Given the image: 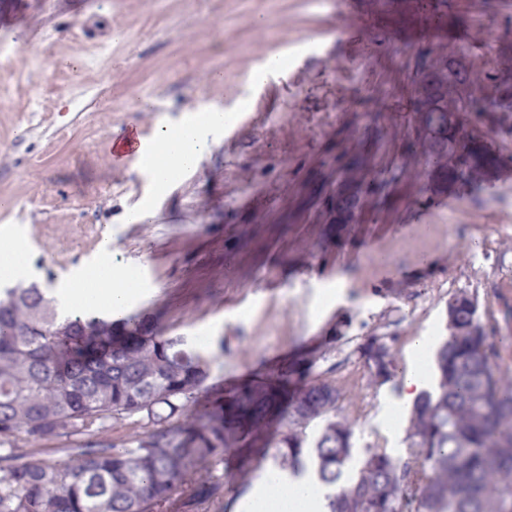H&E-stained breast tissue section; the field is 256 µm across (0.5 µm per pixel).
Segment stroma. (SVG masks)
I'll use <instances>...</instances> for the list:
<instances>
[{"label":"stroma","instance_id":"stroma-1","mask_svg":"<svg viewBox=\"0 0 512 512\" xmlns=\"http://www.w3.org/2000/svg\"><path fill=\"white\" fill-rule=\"evenodd\" d=\"M366 2L354 15L345 0H0V198L13 202L0 228L25 243L29 281L55 288L111 233L117 261L151 276L131 317L211 360L198 412L289 361H341L357 462L377 445L406 457L408 419L389 420L399 383L367 385L352 342L394 332L407 369L416 337L447 339L449 283L482 300L512 280V107L483 126L510 165L483 189L433 197L413 181L426 159L407 152L403 118L420 51L512 58V0H415L411 15ZM422 21L435 38L412 35ZM273 55L283 68L255 85ZM213 105L228 119L199 168L157 197L153 223H124L145 184L135 161L113 162V141ZM362 140L371 169L400 178L359 223H325L341 158ZM256 445L248 482L235 452L208 467L224 492L199 512H235L258 486L276 448Z\"/></svg>","mask_w":512,"mask_h":512}]
</instances>
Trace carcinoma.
Segmentation results:
<instances>
[{"label": "carcinoma", "mask_w": 512, "mask_h": 512, "mask_svg": "<svg viewBox=\"0 0 512 512\" xmlns=\"http://www.w3.org/2000/svg\"><path fill=\"white\" fill-rule=\"evenodd\" d=\"M422 53L411 76L414 104L407 148L422 149L420 190L441 194L480 184L503 156L480 133L484 115L512 103V59L486 68L448 50L432 74ZM361 144L344 165L327 204V224H356L362 202L388 196L392 180L367 168ZM476 297L448 299V339L437 351L433 390L410 412L407 459L370 448L356 471L355 419L342 407L336 379L316 360L282 365L274 374L218 397L205 415L196 402L208 378V357L183 336L165 335L149 318L60 315L55 298L32 284L0 292V512H154L173 492L187 504L223 492L193 474L269 429L277 437L275 466L297 477L310 470L329 490V512H512V347L490 342L495 312L478 314ZM391 333L374 335L353 352L369 368L367 385L389 382L397 363ZM178 417L176 425L170 419ZM127 421L145 429L131 449L86 443L70 463L22 461L48 440L78 438L94 427ZM318 427L313 444L307 430Z\"/></svg>", "instance_id": "cac0c4a2"}]
</instances>
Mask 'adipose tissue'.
<instances>
[{
  "mask_svg": "<svg viewBox=\"0 0 512 512\" xmlns=\"http://www.w3.org/2000/svg\"><path fill=\"white\" fill-rule=\"evenodd\" d=\"M223 130L224 112L219 108L210 109L204 118L190 110L179 121L160 122L154 149L161 163L151 171L160 192L168 193L198 168ZM99 254L97 262L82 268L69 285L56 292L63 315L93 309L119 314L131 307L139 290L132 270L114 261L111 237H103ZM327 495V489L314 479H291L270 472L262 485L240 500L239 508L241 512H328Z\"/></svg>",
  "mask_w": 512,
  "mask_h": 512,
  "instance_id": "1",
  "label": "adipose tissue"
}]
</instances>
